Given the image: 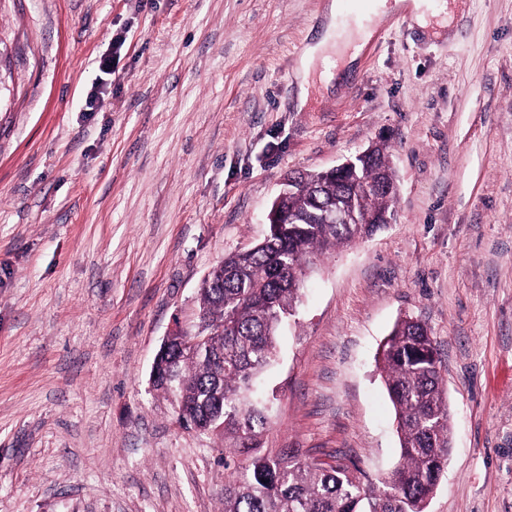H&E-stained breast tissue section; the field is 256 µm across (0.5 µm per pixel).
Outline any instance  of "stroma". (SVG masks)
<instances>
[{"instance_id": "35a3bbf8", "label": "stroma", "mask_w": 512, "mask_h": 512, "mask_svg": "<svg viewBox=\"0 0 512 512\" xmlns=\"http://www.w3.org/2000/svg\"><path fill=\"white\" fill-rule=\"evenodd\" d=\"M462 2L439 36L383 18L301 108L327 0H0V512H222L224 440L179 425L154 357L287 173L375 142L395 216L309 269L266 442L389 473L377 356L407 315L451 409L427 512H512V0Z\"/></svg>"}]
</instances>
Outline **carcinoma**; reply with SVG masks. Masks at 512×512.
Listing matches in <instances>:
<instances>
[{
  "label": "carcinoma",
  "instance_id": "cac0c4a2",
  "mask_svg": "<svg viewBox=\"0 0 512 512\" xmlns=\"http://www.w3.org/2000/svg\"><path fill=\"white\" fill-rule=\"evenodd\" d=\"M361 169L365 181L389 188L359 193L339 175L292 173L298 187L280 200L278 233L263 246L226 255L222 274L199 289L201 318L224 322V335L212 336L195 356L162 359L173 363L187 410L224 437L231 477L223 512H426L447 467L452 432L443 364L434 337L410 317L396 321L378 352L400 442V460L379 485L363 482L353 465L265 445L275 397L260 379L276 363L279 330L296 311L313 259L394 219L396 179L385 149ZM338 208L347 220L330 215Z\"/></svg>",
  "mask_w": 512,
  "mask_h": 512
}]
</instances>
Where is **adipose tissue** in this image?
<instances>
[{
    "mask_svg": "<svg viewBox=\"0 0 512 512\" xmlns=\"http://www.w3.org/2000/svg\"><path fill=\"white\" fill-rule=\"evenodd\" d=\"M460 8L459 0H450L446 9L438 11L430 10L426 0H390L389 4L384 5L383 12L387 15L401 14L418 27L436 32L449 27ZM373 33L374 28L370 25L348 26L338 32L325 31L319 41L307 46L301 61L300 105H307L309 101L318 65L333 67V79L339 82L345 80L359 57V49L364 48Z\"/></svg>",
    "mask_w": 512,
    "mask_h": 512,
    "instance_id": "obj_1",
    "label": "adipose tissue"
}]
</instances>
